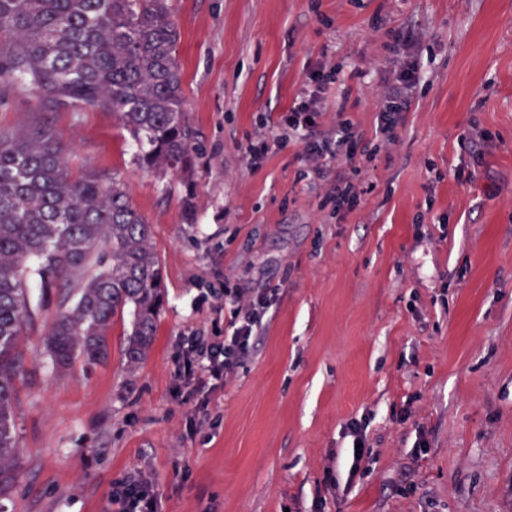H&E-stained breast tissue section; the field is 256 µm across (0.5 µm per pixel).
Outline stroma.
Returning a JSON list of instances; mask_svg holds the SVG:
<instances>
[{"instance_id": "obj_1", "label": "stroma", "mask_w": 512, "mask_h": 512, "mask_svg": "<svg viewBox=\"0 0 512 512\" xmlns=\"http://www.w3.org/2000/svg\"><path fill=\"white\" fill-rule=\"evenodd\" d=\"M174 18L200 144L189 176L133 163L109 112L45 113L21 86L0 98V132L49 121L74 174L126 183L165 286L132 371L130 315L90 367L52 366L56 302L28 328L0 512H115L112 487L131 476L158 512H314L320 497L324 512H512V0H174ZM396 29L424 84L391 153L356 154L314 185L299 144L252 162L248 141L281 133L321 68L334 80L318 132L343 107L372 133ZM355 167L361 204L337 212L330 192ZM227 286L277 298L202 414L174 391L180 343L223 339ZM355 419L374 461L351 480L335 463Z\"/></svg>"}]
</instances>
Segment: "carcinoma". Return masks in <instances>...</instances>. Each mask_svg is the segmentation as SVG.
Instances as JSON below:
<instances>
[{"mask_svg":"<svg viewBox=\"0 0 512 512\" xmlns=\"http://www.w3.org/2000/svg\"><path fill=\"white\" fill-rule=\"evenodd\" d=\"M173 0H0V84L30 87L42 110L116 115L133 161L190 174L195 131L184 111ZM70 146L49 123L0 133V495L17 475L14 402L21 340L52 293L51 363L106 361L114 317L130 310L124 360L154 344L163 305L152 224L114 175L74 180ZM76 294H71V291Z\"/></svg>","mask_w":512,"mask_h":512,"instance_id":"obj_1","label":"carcinoma"}]
</instances>
